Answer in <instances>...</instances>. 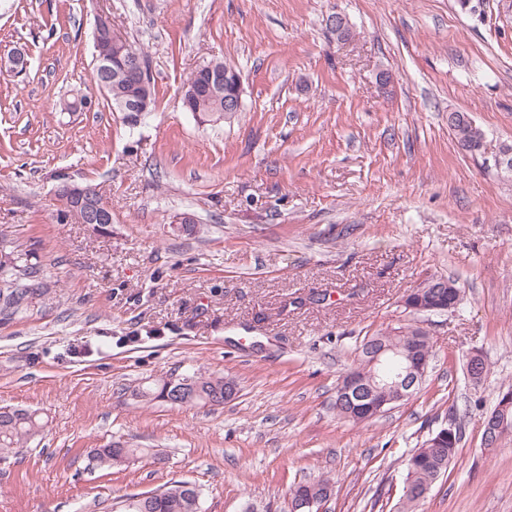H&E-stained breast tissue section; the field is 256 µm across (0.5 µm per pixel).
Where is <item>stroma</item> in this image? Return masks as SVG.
<instances>
[{"label": "stroma", "mask_w": 512, "mask_h": 512, "mask_svg": "<svg viewBox=\"0 0 512 512\" xmlns=\"http://www.w3.org/2000/svg\"><path fill=\"white\" fill-rule=\"evenodd\" d=\"M103 12L149 55L153 112L112 111L95 88ZM336 13L349 41L327 31ZM212 59L242 75L228 123L182 104ZM79 92L91 105L66 111ZM454 111L512 143L504 0H0V236L48 286L0 320V407L44 423L0 451V512H119L173 480L200 489V512H288L292 485L323 475L325 512H393L402 454L454 421L464 437L420 512H512V437L482 440L512 385V176L461 151ZM63 177L95 187L111 223L61 216ZM436 276L458 308L406 310ZM404 326L433 346L417 392L338 416L363 339ZM193 372L236 380V397L140 396ZM110 443L146 454L108 467Z\"/></svg>", "instance_id": "obj_1"}]
</instances>
